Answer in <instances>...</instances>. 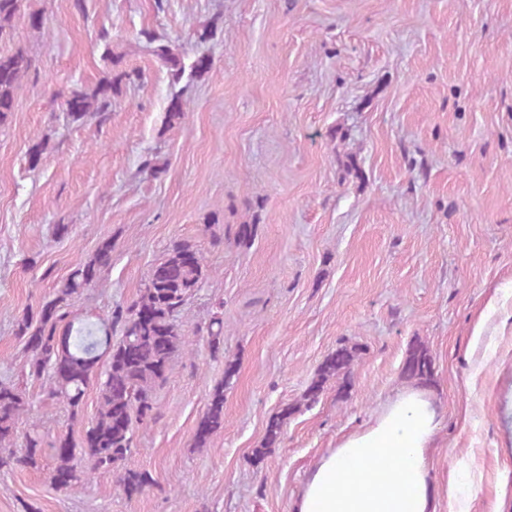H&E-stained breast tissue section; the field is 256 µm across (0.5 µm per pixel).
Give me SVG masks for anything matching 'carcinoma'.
I'll return each instance as SVG.
<instances>
[{"instance_id":"obj_1","label":"carcinoma","mask_w":512,"mask_h":512,"mask_svg":"<svg viewBox=\"0 0 512 512\" xmlns=\"http://www.w3.org/2000/svg\"><path fill=\"white\" fill-rule=\"evenodd\" d=\"M21 4L22 0H0V38L10 33ZM145 49L164 63L174 78L184 71L182 61L168 44L149 37ZM32 64V56L23 50L0 54V122L13 111L15 91ZM114 84L111 79L90 94L73 92L66 100L68 120L79 123L110 107ZM111 254L112 241H103L60 284L54 298L42 305L37 317L22 316L17 323V335L26 338L28 376L41 378L50 374L49 395L65 401L74 419L81 412L96 369L105 365L95 422L80 439L67 433L53 443L55 489L67 492L84 480L112 475L119 490L131 498L153 481L146 471L124 467L131 451L133 430L135 425L159 417L155 393L166 382L173 358L191 346L189 337L182 334L178 318L207 278V269L194 243L175 242L151 268L139 297L130 305L116 307L95 323L59 328L65 317L63 308L100 280L111 264ZM116 329L120 338L114 342L112 331ZM357 352L353 346H342L329 354L318 368L304 401L315 402L327 382L346 376ZM402 372L420 383L431 381L433 360L424 344L410 345ZM237 373V364L225 361L224 383L215 387L210 396L196 431L195 447H207L211 438L224 428V387L232 384ZM26 405L23 392L15 384L0 383V470L15 465L35 469L40 466L43 448L37 428H31L25 435L22 447H16V425ZM297 410V406L289 405L268 422L263 444L253 450L256 460H262L268 449L279 442L285 420Z\"/></svg>"}]
</instances>
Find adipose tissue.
Here are the masks:
<instances>
[{
	"label": "adipose tissue",
	"mask_w": 512,
	"mask_h": 512,
	"mask_svg": "<svg viewBox=\"0 0 512 512\" xmlns=\"http://www.w3.org/2000/svg\"><path fill=\"white\" fill-rule=\"evenodd\" d=\"M438 428L427 391L398 393L321 457L294 512H436L427 451Z\"/></svg>",
	"instance_id": "ef3b65f1"
}]
</instances>
